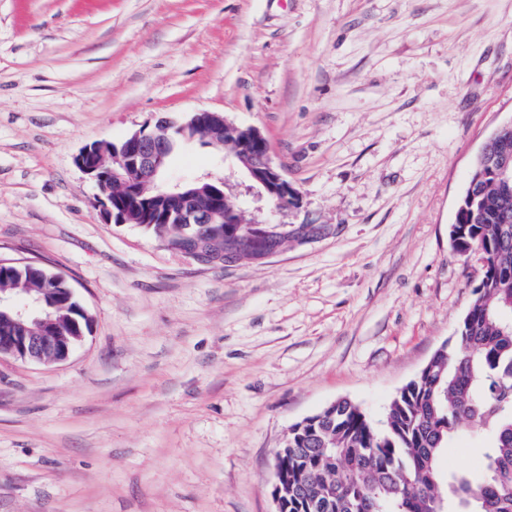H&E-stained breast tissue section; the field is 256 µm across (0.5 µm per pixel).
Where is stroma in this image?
<instances>
[{
    "label": "stroma",
    "instance_id": "1",
    "mask_svg": "<svg viewBox=\"0 0 512 512\" xmlns=\"http://www.w3.org/2000/svg\"><path fill=\"white\" fill-rule=\"evenodd\" d=\"M196 110L258 126L303 197L280 222L328 235L203 264L106 223L79 150ZM509 121L512 0H0V261L92 317L63 362L0 360V512H272L290 426L340 398L382 426L452 340L482 265L450 228ZM223 174L196 141L170 170Z\"/></svg>",
    "mask_w": 512,
    "mask_h": 512
}]
</instances>
